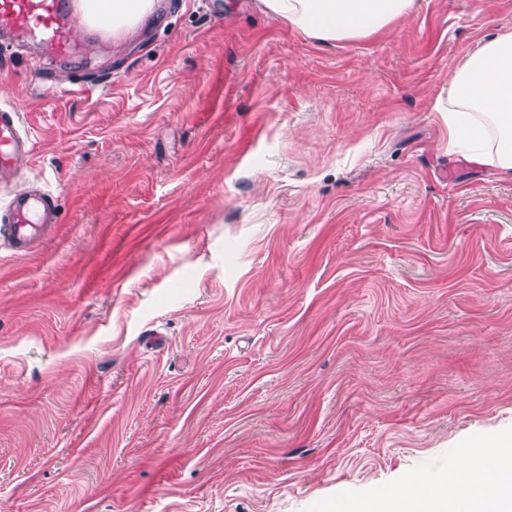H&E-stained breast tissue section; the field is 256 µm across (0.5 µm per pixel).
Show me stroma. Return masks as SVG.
<instances>
[{"mask_svg": "<svg viewBox=\"0 0 512 512\" xmlns=\"http://www.w3.org/2000/svg\"><path fill=\"white\" fill-rule=\"evenodd\" d=\"M506 31L512 0L329 43L160 0L66 64L0 46L33 140L0 207L59 204L0 246V512H336L512 437V179L435 110ZM56 201L50 193L36 188L14 196L0 213V239L4 236L18 251L29 242L30 224H52L56 218Z\"/></svg>", "mask_w": 512, "mask_h": 512, "instance_id": "35a3bbf8", "label": "stroma"}]
</instances>
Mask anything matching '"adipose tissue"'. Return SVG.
I'll return each mask as SVG.
<instances>
[{"instance_id": "1", "label": "adipose tissue", "mask_w": 512, "mask_h": 512, "mask_svg": "<svg viewBox=\"0 0 512 512\" xmlns=\"http://www.w3.org/2000/svg\"><path fill=\"white\" fill-rule=\"evenodd\" d=\"M272 13L321 42L366 38L411 15L418 0H258ZM156 0H77L88 26L120 40L135 34ZM450 144L469 161L512 177V31L483 43L448 80ZM492 132L491 144L482 136ZM342 512H512V438L463 454L451 477L416 475L377 495L371 505L346 503Z\"/></svg>"}]
</instances>
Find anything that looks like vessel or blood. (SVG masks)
Segmentation results:
<instances>
[{"instance_id": "1", "label": "vessel or blood", "mask_w": 512, "mask_h": 512, "mask_svg": "<svg viewBox=\"0 0 512 512\" xmlns=\"http://www.w3.org/2000/svg\"><path fill=\"white\" fill-rule=\"evenodd\" d=\"M80 27L72 0H0V38L36 45L56 62H68L82 53L83 46L75 35ZM32 148L20 113L1 107L0 175L13 174L18 160ZM55 218L53 196L34 189L14 196L0 210V237L7 238L15 249H23L29 242V225L51 224Z\"/></svg>"}]
</instances>
